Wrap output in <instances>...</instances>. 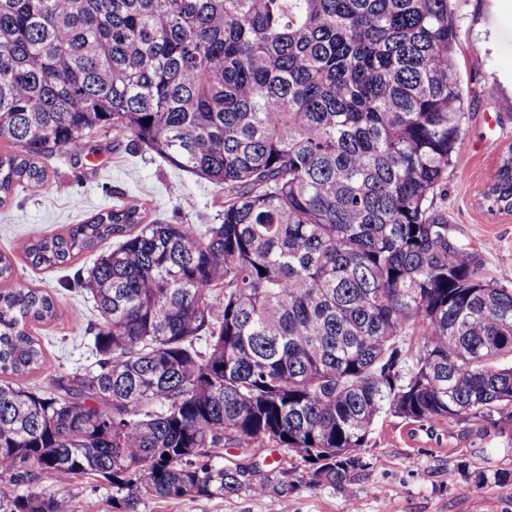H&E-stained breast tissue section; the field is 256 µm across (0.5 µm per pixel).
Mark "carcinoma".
Returning a JSON list of instances; mask_svg holds the SVG:
<instances>
[{"label": "carcinoma", "mask_w": 512, "mask_h": 512, "mask_svg": "<svg viewBox=\"0 0 512 512\" xmlns=\"http://www.w3.org/2000/svg\"><path fill=\"white\" fill-rule=\"evenodd\" d=\"M458 37L448 0H0L1 205L99 134L224 193L203 232L120 204L25 246L51 268L115 240L76 281L96 361L48 389L21 378L53 297L0 289V512H83L79 480L119 512L283 494L271 445L345 491L382 414L512 405V287L434 207L461 161ZM480 206L512 214V148Z\"/></svg>", "instance_id": "cac0c4a2"}]
</instances>
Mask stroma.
Wrapping results in <instances>:
<instances>
[{"label":"stroma","mask_w":512,"mask_h":512,"mask_svg":"<svg viewBox=\"0 0 512 512\" xmlns=\"http://www.w3.org/2000/svg\"><path fill=\"white\" fill-rule=\"evenodd\" d=\"M460 30L454 61L471 103L460 150L465 165L448 174L435 202L447 212L454 235L468 243L486 276L512 286V215H490L478 201L512 146V0H449ZM95 153L45 159L47 182L18 186L0 206V253L13 264L12 281L53 294L57 317L35 328L45 351L42 367L25 376L31 387L50 388L63 371L94 362L87 327L96 322L94 303L72 281L87 273L97 251L67 264L34 267L24 248L34 235L85 223L122 202L144 205L150 221L205 228L222 221L224 196L207 180L183 172L128 139L100 138ZM363 465L349 491L307 487V469L296 453L272 447L263 471L288 472L295 486L282 495H236L192 501L145 497L137 512H512V482L494 474L512 472V410L492 421L412 423L384 415L360 451Z\"/></svg>","instance_id":"obj_1"}]
</instances>
